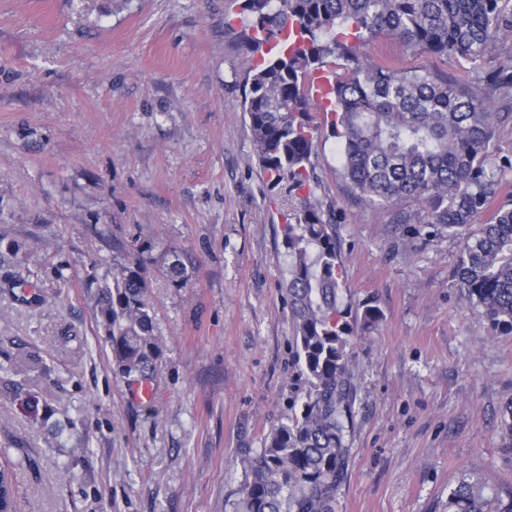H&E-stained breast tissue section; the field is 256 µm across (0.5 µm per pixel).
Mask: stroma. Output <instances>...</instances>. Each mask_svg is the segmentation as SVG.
Wrapping results in <instances>:
<instances>
[{"instance_id": "stroma-1", "label": "stroma", "mask_w": 512, "mask_h": 512, "mask_svg": "<svg viewBox=\"0 0 512 512\" xmlns=\"http://www.w3.org/2000/svg\"><path fill=\"white\" fill-rule=\"evenodd\" d=\"M242 0H0V448L19 512H233L248 462L307 390L282 288L283 222L244 93L256 59L227 23ZM397 68L483 84L477 63L412 53ZM490 145L496 204L512 202V88ZM316 194L336 214L343 302L371 300L349 351L358 401L336 512H448L463 474L512 491V334L457 288L463 239L404 224L412 201L361 203L322 128ZM145 262L161 348L149 397L113 370L92 260ZM188 278L175 285L173 259ZM28 274V297L10 287Z\"/></svg>"}]
</instances>
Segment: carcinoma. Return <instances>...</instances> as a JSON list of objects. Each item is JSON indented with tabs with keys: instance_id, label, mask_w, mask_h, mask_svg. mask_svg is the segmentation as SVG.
Listing matches in <instances>:
<instances>
[{
	"instance_id": "obj_1",
	"label": "carcinoma",
	"mask_w": 512,
	"mask_h": 512,
	"mask_svg": "<svg viewBox=\"0 0 512 512\" xmlns=\"http://www.w3.org/2000/svg\"><path fill=\"white\" fill-rule=\"evenodd\" d=\"M240 23L242 45L260 54L244 107L270 192L288 215L285 291L308 391L301 411L264 436L234 512H335L349 476L357 388L334 213L312 187L318 117L330 120L340 175L361 201L409 199L418 210L404 222L464 235L456 284L493 330L512 333V204L480 221L499 185L489 165L497 113L477 88L394 69L368 50L385 33L407 50L475 63L495 38L512 35V20L499 0H244ZM330 66L343 73L332 75L325 107L311 80ZM154 248L133 243V259L102 277L99 264L86 269L123 376L152 375L160 357L144 261ZM15 510L12 478L1 468L0 512ZM448 512H512V491L504 498L464 477L448 492Z\"/></svg>"
}]
</instances>
